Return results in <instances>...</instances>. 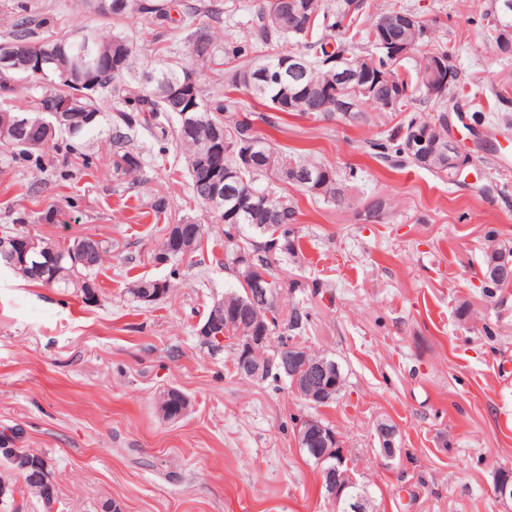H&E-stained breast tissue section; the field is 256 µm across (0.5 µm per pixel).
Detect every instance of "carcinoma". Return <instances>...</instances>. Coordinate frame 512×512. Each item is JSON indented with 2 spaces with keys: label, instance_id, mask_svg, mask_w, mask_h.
I'll return each mask as SVG.
<instances>
[{
  "label": "carcinoma",
  "instance_id": "obj_1",
  "mask_svg": "<svg viewBox=\"0 0 512 512\" xmlns=\"http://www.w3.org/2000/svg\"><path fill=\"white\" fill-rule=\"evenodd\" d=\"M95 13L102 14L104 7H112L110 16L119 22L134 17H146L153 26L152 38L140 41L123 32L81 24L63 28L50 40L39 37L43 22L27 13L14 17L7 29L0 34V44L11 46L15 59L10 67L0 66V96L5 100L22 99L26 108L11 113L18 134L0 138V146L10 149L3 155L8 164L16 157L30 158L39 149L27 144L31 136L40 135L46 143L54 144L60 138L80 141L90 135H107L112 157V182L117 187L144 181L150 168V154L137 138L145 131L159 145L175 139L185 162V170L193 195L206 205L214 217L224 224V269L233 273L238 287L224 294V306L228 317L220 321L217 330L249 336L253 333L255 315L261 307L252 303L249 281L242 278L243 269L235 266V253L245 255L256 272L271 278L276 294H281L284 281L277 273L282 264L294 252L295 235L290 225L297 223V203L278 193L275 182L284 180L283 173L294 168L310 170L320 181L317 191L307 194L340 207L349 200L351 189L348 177L311 154L285 152L272 139L258 133L254 119L246 114L234 116L229 112L231 92L245 90L254 100L269 103V107L281 111L275 102L291 97L293 111L310 115L314 119L339 117L348 122L363 118L367 106L379 112H401L414 101L433 103L439 115L426 121L413 115L387 139L371 144L377 155L394 166L411 164L434 172L439 178L453 182L454 172L440 162L428 166L410 156L405 149L408 131L416 126L426 128L436 139L448 137V103L466 101L476 97L467 91V83L460 71L441 97L429 92V75L420 71H395L402 85L401 100L388 109L381 96L369 98L352 88L350 95L356 99V108L349 113H338L333 101L320 98L325 87L336 83V57L343 58V66L352 74L362 76L367 64L377 71L389 64L387 53L371 36L380 29L399 33L403 41L415 47L424 45L427 27L413 23L402 26L405 17L414 15L407 6L392 3L387 9L369 21L363 17L365 4L361 0H262L252 15L247 35L239 37L233 30L224 31V37L211 32V26L200 23L203 17L221 23L224 4L221 0H91ZM483 26L493 51H498L502 39L512 41V19L498 28L491 17L482 14ZM176 32L188 45L192 65L187 66L173 59L172 46L164 37ZM302 41L304 51L295 48L291 39ZM51 47L56 52V62L36 74L27 66L37 49ZM273 48L274 53L254 61L250 54L262 48ZM295 54L310 56L306 73L289 82L285 77L277 84L254 80L251 85L240 82L237 73L249 70L257 73L263 67L276 65L282 57ZM236 63L235 69L224 73L220 66ZM213 74V81L224 83V95L213 93L206 83L203 70ZM91 81L86 93L79 94L77 81ZM191 96L200 104L193 113L194 133L182 128V118L176 111L178 99ZM224 142V153L216 157L221 169L236 171L233 191L246 190L273 196V211L243 210L235 218L225 214L224 199L214 200L205 195L203 182L208 170L197 168L194 160L208 152V144L214 138ZM257 144L259 160L251 167L239 166V150L246 143ZM209 227L195 220H186L174 226L163 227L161 247L170 262L180 261L204 248ZM52 246L49 251L39 250L28 255L19 267H13L14 275L26 282L52 287L71 293L86 305L99 301L97 286L98 270L112 244L94 236H76L67 244L46 239ZM496 258L486 254L481 293L493 299L503 288L495 278ZM172 290L168 278H139L126 290L131 303L140 307L165 301ZM271 320L266 325L271 335L278 336L277 346L269 347L265 354L281 355L289 348H305L308 332L312 327V312L303 302H297L283 310L279 306L268 309ZM12 439L0 436V484L14 485L28 480L27 473L18 470L5 451ZM44 503L33 491L20 492V500L14 501L6 492L5 504L0 512H27L31 499Z\"/></svg>",
  "mask_w": 512,
  "mask_h": 512
}]
</instances>
